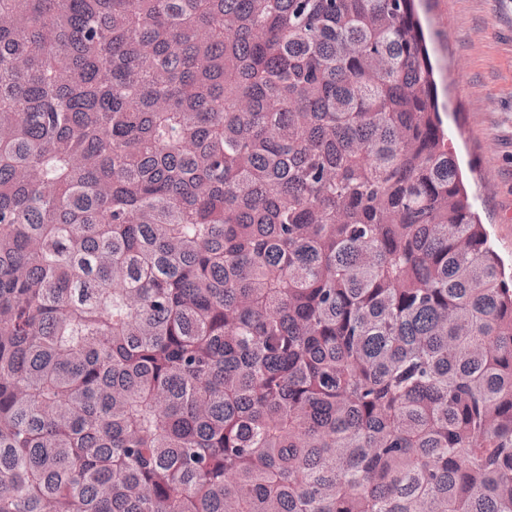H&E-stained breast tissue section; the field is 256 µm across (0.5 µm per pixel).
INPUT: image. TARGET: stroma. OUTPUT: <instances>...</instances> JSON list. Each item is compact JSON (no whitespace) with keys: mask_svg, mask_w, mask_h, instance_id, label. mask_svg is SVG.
<instances>
[{"mask_svg":"<svg viewBox=\"0 0 512 512\" xmlns=\"http://www.w3.org/2000/svg\"><path fill=\"white\" fill-rule=\"evenodd\" d=\"M448 140L473 210L512 268V0H420Z\"/></svg>","mask_w":512,"mask_h":512,"instance_id":"1","label":"stroma"}]
</instances>
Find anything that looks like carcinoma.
I'll return each instance as SVG.
<instances>
[{"mask_svg":"<svg viewBox=\"0 0 512 512\" xmlns=\"http://www.w3.org/2000/svg\"><path fill=\"white\" fill-rule=\"evenodd\" d=\"M415 0H0V512H512V278Z\"/></svg>","mask_w":512,"mask_h":512,"instance_id":"carcinoma-1","label":"carcinoma"}]
</instances>
